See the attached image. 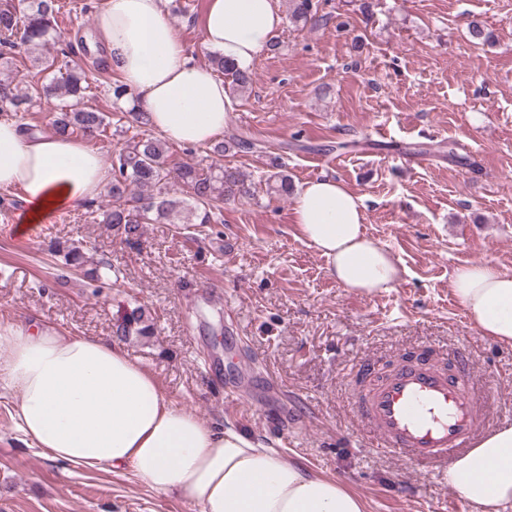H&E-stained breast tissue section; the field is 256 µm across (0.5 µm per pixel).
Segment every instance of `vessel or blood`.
<instances>
[{
    "label": "vessel or blood",
    "mask_w": 512,
    "mask_h": 512,
    "mask_svg": "<svg viewBox=\"0 0 512 512\" xmlns=\"http://www.w3.org/2000/svg\"><path fill=\"white\" fill-rule=\"evenodd\" d=\"M470 378L461 357L446 372L405 363L352 404L377 450L444 468L486 423L485 410L467 394Z\"/></svg>",
    "instance_id": "b4317fda"
}]
</instances>
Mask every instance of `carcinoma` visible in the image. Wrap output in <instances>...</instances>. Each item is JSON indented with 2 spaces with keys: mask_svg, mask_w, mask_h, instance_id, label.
I'll return each instance as SVG.
<instances>
[{
  "mask_svg": "<svg viewBox=\"0 0 512 512\" xmlns=\"http://www.w3.org/2000/svg\"><path fill=\"white\" fill-rule=\"evenodd\" d=\"M58 0H0V59L14 65L15 75L0 79V112H19L48 99L64 101L53 115L52 125L58 135L71 136L75 131L103 132L108 116L84 105L90 82L82 70L68 69L55 75V59L34 57L42 63L41 72L52 74L44 79L29 71L26 57L49 43L62 41L57 32ZM288 14L295 22L327 23L318 15L313 0H288ZM212 65L228 79L229 93L242 95L253 83V72L240 70L218 54ZM257 143L243 135H232L216 143L215 155L207 170L190 164H176L166 142L146 133H137L126 141L112 158L111 203L101 213V223L108 224L128 244L139 241L143 225L176 224L182 214L195 217L200 224L222 222L224 204L249 198L257 186L235 167L221 164L224 153L233 149L251 150ZM275 172L269 174L267 190L288 194V175L280 157L272 158ZM47 250L63 254L65 265L79 268L86 263L82 247L74 242L52 240ZM90 281L103 288L112 283V264L102 259L87 273ZM113 333L121 340L155 335V325L141 305L126 308L117 318Z\"/></svg>",
  "mask_w": 512,
  "mask_h": 512,
  "instance_id": "cac0c4a2",
  "label": "carcinoma"
}]
</instances>
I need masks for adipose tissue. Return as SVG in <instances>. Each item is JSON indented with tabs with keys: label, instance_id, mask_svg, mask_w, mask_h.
<instances>
[{
	"label": "adipose tissue",
	"instance_id": "1",
	"mask_svg": "<svg viewBox=\"0 0 512 512\" xmlns=\"http://www.w3.org/2000/svg\"><path fill=\"white\" fill-rule=\"evenodd\" d=\"M282 23L277 0H210L202 44L246 70ZM95 37L152 130L188 147L223 132L233 108L224 82L193 60L162 0H106ZM105 181L103 158L82 142L0 117V188L22 189L25 224L78 207ZM364 212L363 197L324 176L300 190L294 217L340 285L387 292L400 270L364 234ZM452 287L482 335L512 344V274L489 263L464 266ZM0 389L15 398L25 438L52 460L131 472L157 493L183 494L200 512H364L335 480L177 405L111 339L65 336L46 322L0 325ZM448 482L480 512H507L512 427L481 438L449 469Z\"/></svg>",
	"mask_w": 512,
	"mask_h": 512
}]
</instances>
